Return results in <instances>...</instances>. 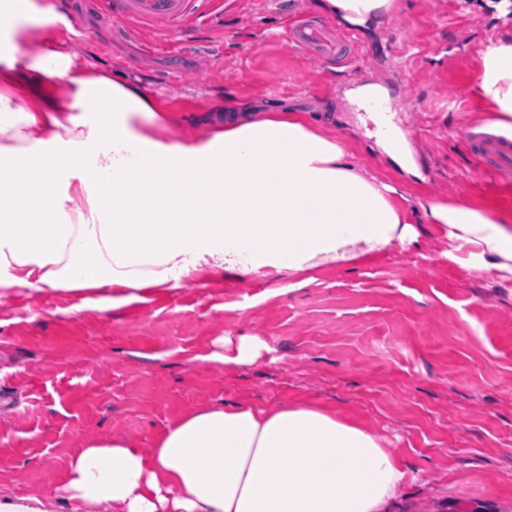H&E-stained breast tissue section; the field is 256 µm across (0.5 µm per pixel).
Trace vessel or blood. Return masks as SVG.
<instances>
[{"label":"vessel or blood","instance_id":"vessel-or-blood-1","mask_svg":"<svg viewBox=\"0 0 512 512\" xmlns=\"http://www.w3.org/2000/svg\"><path fill=\"white\" fill-rule=\"evenodd\" d=\"M203 0H97L99 12L133 28L163 24L177 31L196 23ZM469 142L475 156L490 164L500 177L502 188L512 187V131H490L474 127Z\"/></svg>","mask_w":512,"mask_h":512}]
</instances>
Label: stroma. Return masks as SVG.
Here are the masks:
<instances>
[{
    "mask_svg": "<svg viewBox=\"0 0 512 512\" xmlns=\"http://www.w3.org/2000/svg\"><path fill=\"white\" fill-rule=\"evenodd\" d=\"M77 31L71 53L121 67L178 125L204 135L230 101L258 111L339 120L365 171L400 193L512 213V195L468 142L496 122L472 94L480 53L512 31V14L471 0H397L376 34L339 24L313 0H224L178 39L146 31L142 50L96 0H47ZM322 26L342 57L322 64L290 47L291 22ZM379 82L389 101L365 111L348 89ZM410 134L419 177L377 146L379 115ZM371 263L312 280L281 272L171 281L143 300L89 307L80 293L0 298V493L56 495L87 440L153 447L205 405L309 404L379 436L409 471L390 512H512V283L476 277L446 257L435 225ZM259 337L260 358L227 365L218 338Z\"/></svg>",
    "mask_w": 512,
    "mask_h": 512,
    "instance_id": "1",
    "label": "stroma"
}]
</instances>
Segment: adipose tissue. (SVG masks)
<instances>
[{
    "label": "adipose tissue",
    "mask_w": 512,
    "mask_h": 512,
    "mask_svg": "<svg viewBox=\"0 0 512 512\" xmlns=\"http://www.w3.org/2000/svg\"><path fill=\"white\" fill-rule=\"evenodd\" d=\"M373 28L396 0H320ZM68 16L0 0V298L111 292L140 300L170 281L227 270L308 273L388 255L418 222L449 261L512 281V215L412 199L367 175L341 130L299 112L228 103L207 137L158 130L174 113L123 72L72 55ZM46 97L21 104L31 82ZM476 95L512 129V35L482 52ZM407 482L389 449L335 411L207 405L145 450L89 440L57 499L0 494V512H387Z\"/></svg>",
    "instance_id": "1"
}]
</instances>
